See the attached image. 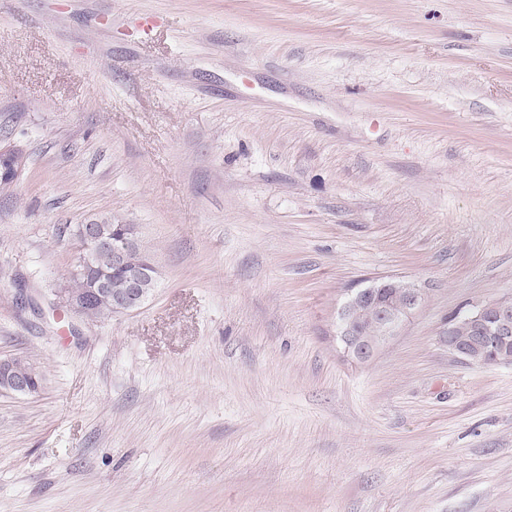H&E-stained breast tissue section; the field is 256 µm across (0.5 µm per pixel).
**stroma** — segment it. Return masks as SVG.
I'll return each instance as SVG.
<instances>
[{
  "instance_id": "obj_1",
  "label": "stroma",
  "mask_w": 512,
  "mask_h": 512,
  "mask_svg": "<svg viewBox=\"0 0 512 512\" xmlns=\"http://www.w3.org/2000/svg\"><path fill=\"white\" fill-rule=\"evenodd\" d=\"M160 18L140 32V16ZM0 512H512V0H0ZM134 224L136 313L55 300L73 225ZM423 305L367 365L337 310ZM390 289L393 294L386 300H379ZM423 301L422 288L408 279L397 277L374 278L364 288L348 294L336 316V337L343 353L358 364L369 363ZM368 303L376 306V323L382 336L377 341L364 338L353 317L355 310ZM495 311V319L487 326L491 336H498L503 341H508L512 336V306L509 304H498L491 306ZM484 315L485 310L482 307L477 306L464 312V315L462 316L466 317V319L475 324V326L482 328L483 325H485ZM466 319L462 317H456L454 319L456 320L454 338L460 345L471 348L474 351L472 356L473 360H479L481 357L480 355L484 352H488L489 354L497 352L499 354V361L497 364L512 363V345L508 348L488 345L485 338L483 336H478L475 328L468 323ZM32 372H21L12 359L0 360V389L11 392L18 396L27 395L32 387V392L27 396H34L40 393L43 387L44 374L38 371L36 380Z\"/></svg>"
}]
</instances>
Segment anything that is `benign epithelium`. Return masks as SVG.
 <instances>
[{
    "instance_id": "7a95c632",
    "label": "benign epithelium",
    "mask_w": 512,
    "mask_h": 512,
    "mask_svg": "<svg viewBox=\"0 0 512 512\" xmlns=\"http://www.w3.org/2000/svg\"><path fill=\"white\" fill-rule=\"evenodd\" d=\"M72 235L82 252L83 270L93 269L90 262V248L112 250L114 265L125 269V288L112 291V286L104 275L92 277L90 286L81 294H59V304L66 311L80 318L101 303L111 306L113 314L128 315L139 311L151 297L144 288L145 280L153 276L155 267L149 261L144 266L128 267V256L138 239L137 225H129L128 232L118 241L105 232L100 224H77ZM424 301L423 290L416 283L397 277H378L349 294L336 316V337L340 341L343 353L352 361L365 365L372 361L381 347L397 334L407 319L421 306ZM372 303L376 306V323L381 338L371 341L362 336L357 322L353 317L355 310ZM495 319L492 324L485 325V310L477 306L464 312V317L475 326L487 327L488 333L504 341L512 339V306L498 304L494 306ZM33 373L21 372L11 359L0 360V389L18 396L27 395L30 390V378Z\"/></svg>"
}]
</instances>
